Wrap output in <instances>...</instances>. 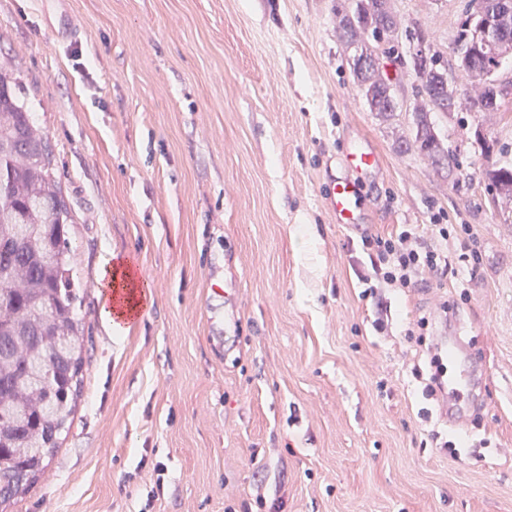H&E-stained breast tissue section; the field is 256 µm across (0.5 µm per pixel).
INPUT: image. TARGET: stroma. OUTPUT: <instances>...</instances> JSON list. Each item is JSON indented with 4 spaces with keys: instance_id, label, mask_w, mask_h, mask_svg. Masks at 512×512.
I'll use <instances>...</instances> for the list:
<instances>
[{
    "instance_id": "stroma-1",
    "label": "stroma",
    "mask_w": 512,
    "mask_h": 512,
    "mask_svg": "<svg viewBox=\"0 0 512 512\" xmlns=\"http://www.w3.org/2000/svg\"><path fill=\"white\" fill-rule=\"evenodd\" d=\"M391 7L461 81L468 0ZM335 8L0 0V54H18L19 97L54 150L86 286L71 426L47 477L0 512H512V217L484 175L512 160V56L494 75L490 149L474 113L432 116L455 185L397 148L418 86L408 41L380 57L404 104L385 121L356 88ZM361 141L383 163L345 228L325 184ZM437 221L454 257L441 286L365 295L363 237ZM115 256L151 299L119 332L97 288ZM444 301L435 331L461 336L477 379L479 409L456 426L412 375L427 351L405 336Z\"/></svg>"
}]
</instances>
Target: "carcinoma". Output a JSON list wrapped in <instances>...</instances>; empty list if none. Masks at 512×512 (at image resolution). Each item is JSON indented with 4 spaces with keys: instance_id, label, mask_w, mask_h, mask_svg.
<instances>
[{
    "instance_id": "carcinoma-1",
    "label": "carcinoma",
    "mask_w": 512,
    "mask_h": 512,
    "mask_svg": "<svg viewBox=\"0 0 512 512\" xmlns=\"http://www.w3.org/2000/svg\"><path fill=\"white\" fill-rule=\"evenodd\" d=\"M470 0L452 53L468 84L448 80L439 56L411 58L420 82L411 137L399 142L436 169L456 177L460 164L446 150L431 113L458 101L468 112L498 111L502 90L491 73L512 54V11L500 15L493 45L484 38L483 11L496 8ZM339 37L359 57L373 45H395L398 27L390 0H336ZM356 83L370 111L390 118L397 109L391 83L379 69L353 62ZM11 63L0 61V489L25 494L48 468L69 428L82 384L85 336L77 311L80 283L73 277L70 245L73 215L56 175V159L45 131L16 95ZM502 210L512 213V164L486 173Z\"/></svg>"
}]
</instances>
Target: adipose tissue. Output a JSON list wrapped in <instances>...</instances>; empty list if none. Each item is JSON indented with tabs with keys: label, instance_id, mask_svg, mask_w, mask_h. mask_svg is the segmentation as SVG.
<instances>
[{
	"label": "adipose tissue",
	"instance_id": "obj_1",
	"mask_svg": "<svg viewBox=\"0 0 512 512\" xmlns=\"http://www.w3.org/2000/svg\"><path fill=\"white\" fill-rule=\"evenodd\" d=\"M134 265L128 259H116L101 271L98 286L103 294V306L112 326L123 328L138 317L150 300L148 294L136 295Z\"/></svg>",
	"mask_w": 512,
	"mask_h": 512
}]
</instances>
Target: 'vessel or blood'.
<instances>
[{"label": "vessel or blood", "mask_w": 512, "mask_h": 512, "mask_svg": "<svg viewBox=\"0 0 512 512\" xmlns=\"http://www.w3.org/2000/svg\"><path fill=\"white\" fill-rule=\"evenodd\" d=\"M348 176L336 179L328 185L331 210L338 224L349 227L357 223L361 209L360 197L362 178L380 165L378 152L366 142L352 146L344 156ZM470 384V376L465 368H457L448 378L447 391L448 421L457 424L463 421L465 412L460 405L464 391Z\"/></svg>", "instance_id": "vessel-or-blood-1"}]
</instances>
